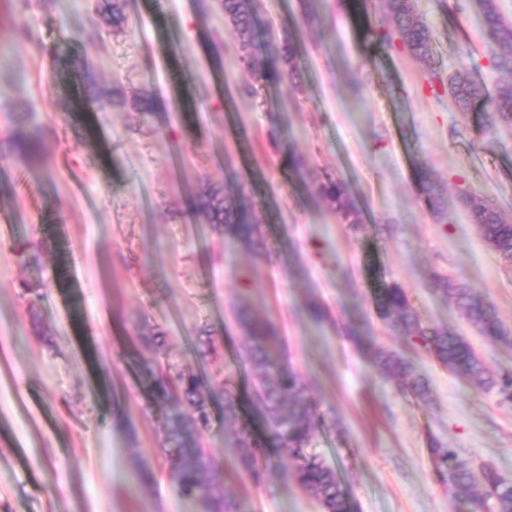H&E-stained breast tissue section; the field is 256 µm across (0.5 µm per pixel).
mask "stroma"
<instances>
[{
	"instance_id": "1",
	"label": "stroma",
	"mask_w": 512,
	"mask_h": 512,
	"mask_svg": "<svg viewBox=\"0 0 512 512\" xmlns=\"http://www.w3.org/2000/svg\"><path fill=\"white\" fill-rule=\"evenodd\" d=\"M431 62L400 42L380 0H259L255 33L290 29L296 82H258L219 0H0V512H201L167 475V424L186 408L155 400L145 336L224 384L204 447L245 512H322L286 458L262 485L224 433L264 437L240 362L232 308L275 323L279 365L303 379L316 417L304 455L331 466L353 512H471L432 469L429 439L512 479V399L448 370L381 319L382 288L405 289L424 323L463 336L512 377V343L485 336L439 290L466 283L512 334V265L484 242L467 198L512 221V125L493 99L494 66L476 0H418ZM476 97L458 109L448 79ZM358 83H351V76ZM156 109L143 112L141 98ZM38 136L35 159L11 131ZM300 155L303 167L282 155ZM426 168L447 201L424 204ZM348 183L359 221L311 196ZM232 187L260 227L257 253L231 252L193 204ZM316 300L322 323L305 309ZM409 361L428 392H401L380 353ZM154 475L141 484L132 461Z\"/></svg>"
}]
</instances>
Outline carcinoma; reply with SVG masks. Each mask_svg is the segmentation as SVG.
Wrapping results in <instances>:
<instances>
[{
  "mask_svg": "<svg viewBox=\"0 0 512 512\" xmlns=\"http://www.w3.org/2000/svg\"><path fill=\"white\" fill-rule=\"evenodd\" d=\"M381 5L395 22L409 50L421 58L427 57L430 30L419 15L417 0H381ZM479 6L491 40V55L495 65L499 70L512 75V24L505 23L496 0H479ZM222 7L225 19L247 49L243 61L249 63L259 56L270 59L266 68L256 72L258 81L279 83L294 76L297 48L288 32H283L277 44L256 40L255 0H222ZM449 89L457 104L464 109L475 95L463 71L449 78ZM495 107L498 118L511 124L512 79L498 87ZM12 136L19 154L26 158L37 156L36 137L16 132ZM417 182L432 212L440 214L447 209L446 201L436 190L427 170L417 171ZM315 194L337 204L350 223H359L358 211L346 183H323L315 188ZM467 205L485 243L504 259L511 261L512 222L504 221L500 212L476 198H469ZM208 220L224 230V238L236 249L256 252L258 225L254 224L250 209L239 204L234 195L226 192L224 196L212 199L208 204ZM441 291L465 312L469 320L479 326L483 334L507 339L482 295L463 283L452 285L446 279L441 281ZM378 310L381 318L393 330L418 338L426 351L448 367V370L463 372L481 386L498 385L503 393H508V388L512 386L511 377H495L463 337L422 325L406 291L400 286L392 285L384 289L378 298ZM234 313L238 327L248 340L242 358L252 379L251 400L267 425L268 440L275 443V453L302 458L293 472L294 480L303 491L319 501L323 512H350L349 499L341 489L333 469L316 457H301V451L315 429V414L300 377L291 370L276 366L270 357L271 349L279 341L277 329L270 322L255 319L246 303H238ZM382 367L397 380L402 391L414 396L426 392V381L408 361L393 354H385L382 356ZM213 385L214 382L208 377L194 370H179L172 375L162 365L156 367L153 396L159 400L179 396L191 409L189 417L172 421L167 431V443L177 448L169 477L181 496L200 502L202 512H243L241 503L222 492L224 473L215 458L203 448L185 447L186 438L196 431L206 429L210 424V411L203 391ZM227 444L239 468L247 472L258 485L276 467L274 456L265 445L244 431L235 430L228 434ZM429 454L437 476L450 483L454 500L471 503L473 512H512V483L504 481L493 466L482 468L483 492L474 498L470 466L455 449L433 440Z\"/></svg>",
  "mask_w": 512,
  "mask_h": 512,
  "instance_id": "1",
  "label": "carcinoma"
}]
</instances>
